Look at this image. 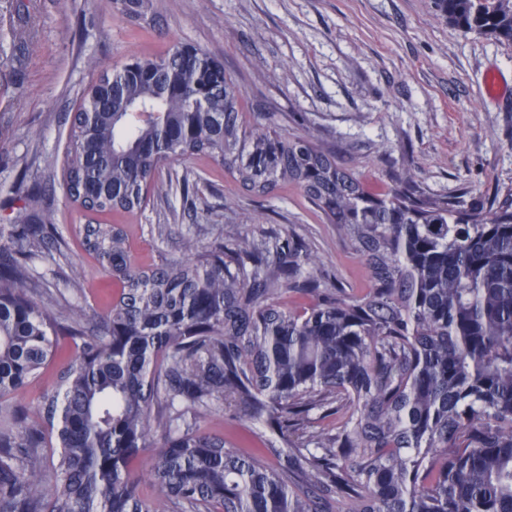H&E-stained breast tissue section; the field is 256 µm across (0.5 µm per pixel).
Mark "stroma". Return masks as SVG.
<instances>
[{
    "label": "stroma",
    "instance_id": "stroma-1",
    "mask_svg": "<svg viewBox=\"0 0 512 512\" xmlns=\"http://www.w3.org/2000/svg\"><path fill=\"white\" fill-rule=\"evenodd\" d=\"M151 24L114 15L107 0H0V225H55L66 257L36 259L52 292L75 312L103 315L116 285L86 243L89 224L120 229L137 266L185 257V241L218 235L310 242L317 276L346 293L371 285L360 252L293 184L245 193L209 154L174 161L142 211L88 214L64 189L69 129L83 89L130 58L192 44L220 59L242 92L247 128L311 135L340 148L341 163L375 189L413 171L427 194L450 202L512 188V45L463 35L432 0H155ZM506 83L485 92L486 75ZM165 234H157V225ZM78 280L80 293L69 292ZM74 353L55 359L17 403L35 409ZM239 451L259 443L255 422L227 404L202 420Z\"/></svg>",
    "mask_w": 512,
    "mask_h": 512
}]
</instances>
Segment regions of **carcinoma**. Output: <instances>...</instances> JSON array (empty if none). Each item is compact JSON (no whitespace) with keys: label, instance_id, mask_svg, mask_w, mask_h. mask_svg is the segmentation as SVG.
I'll use <instances>...</instances> for the list:
<instances>
[{"label":"carcinoma","instance_id":"1","mask_svg":"<svg viewBox=\"0 0 512 512\" xmlns=\"http://www.w3.org/2000/svg\"><path fill=\"white\" fill-rule=\"evenodd\" d=\"M433 4L463 35L512 45V0ZM111 7L153 21V0ZM239 97L200 47L100 75L71 121L67 195L133 213L162 161L209 153L253 196L298 184L372 288L326 287L295 235L188 239V257L136 269L99 224L87 244L117 290L87 332L33 266L65 256L54 225H0V512H157L133 475L149 448L171 512H512V189L457 206L404 169L374 192L310 136L246 130ZM61 336L74 355L32 421L11 397ZM226 402L263 426L277 467L201 427ZM315 413L342 415L336 433L310 431Z\"/></svg>","mask_w":512,"mask_h":512}]
</instances>
